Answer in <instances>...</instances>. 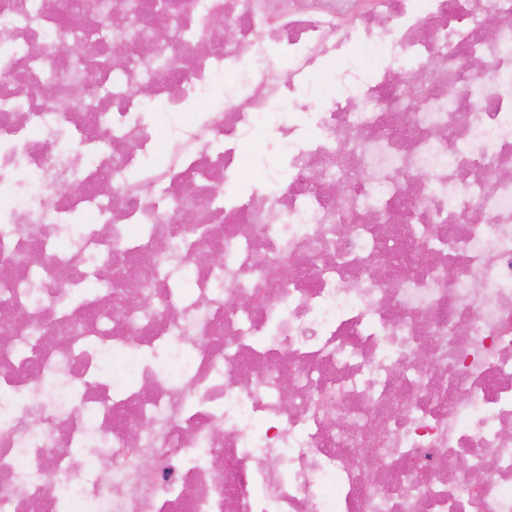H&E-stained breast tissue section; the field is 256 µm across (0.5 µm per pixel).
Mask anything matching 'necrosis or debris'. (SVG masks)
Segmentation results:
<instances>
[{
    "label": "necrosis or debris",
    "instance_id": "obj_1",
    "mask_svg": "<svg viewBox=\"0 0 512 512\" xmlns=\"http://www.w3.org/2000/svg\"><path fill=\"white\" fill-rule=\"evenodd\" d=\"M27 2L0 0V512H512V0H129L124 42L168 37L115 68L103 0Z\"/></svg>",
    "mask_w": 512,
    "mask_h": 512
}]
</instances>
